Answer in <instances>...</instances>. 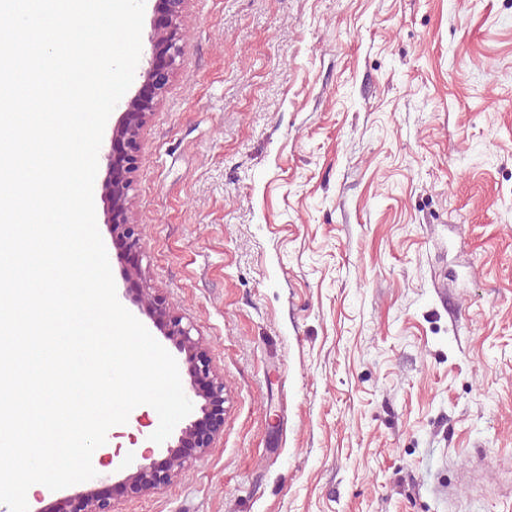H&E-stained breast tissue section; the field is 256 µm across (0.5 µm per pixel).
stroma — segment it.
<instances>
[{"instance_id":"stroma-1","label":"stroma","mask_w":512,"mask_h":512,"mask_svg":"<svg viewBox=\"0 0 512 512\" xmlns=\"http://www.w3.org/2000/svg\"><path fill=\"white\" fill-rule=\"evenodd\" d=\"M144 285L224 430L114 512H512V0H187Z\"/></svg>"}]
</instances>
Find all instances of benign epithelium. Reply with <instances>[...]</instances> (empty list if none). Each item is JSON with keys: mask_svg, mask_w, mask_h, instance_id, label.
Here are the masks:
<instances>
[{"mask_svg": "<svg viewBox=\"0 0 512 512\" xmlns=\"http://www.w3.org/2000/svg\"><path fill=\"white\" fill-rule=\"evenodd\" d=\"M185 2L155 0L143 82L125 103L108 143L100 147L105 161L100 190L110 203L109 233L113 245L123 256L136 253L140 241L139 225L130 213L139 139L158 97L176 69L180 56L177 20ZM139 276V265L124 268V288L117 298L136 305L164 338L173 342L179 354L178 370L186 375L185 392L193 410L176 427L172 439L161 443L165 451L158 453L147 448L134 458L118 482L113 483L110 475L100 473L91 479L88 489L61 495L39 512H112L115 493L142 496L167 484L178 472L204 456L215 436L224 429V381L214 370L202 340L193 336L192 328L183 325L182 319L164 302L136 287Z\"/></svg>", "mask_w": 512, "mask_h": 512, "instance_id": "1", "label": "benign epithelium"}]
</instances>
